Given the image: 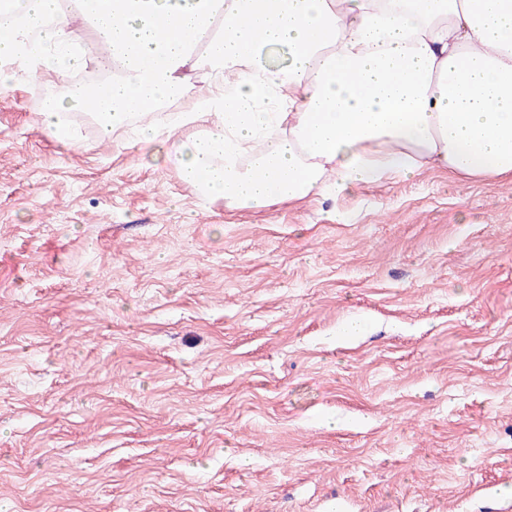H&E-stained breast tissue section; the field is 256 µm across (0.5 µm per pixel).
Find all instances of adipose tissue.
Listing matches in <instances>:
<instances>
[{"label": "adipose tissue", "instance_id": "1", "mask_svg": "<svg viewBox=\"0 0 512 512\" xmlns=\"http://www.w3.org/2000/svg\"><path fill=\"white\" fill-rule=\"evenodd\" d=\"M77 4L0 0V91L66 81L39 110L62 144L77 140L66 115L92 111L100 139L132 126L205 199L255 211L425 167L512 175V0ZM104 45L112 71L96 93L73 76Z\"/></svg>", "mask_w": 512, "mask_h": 512}]
</instances>
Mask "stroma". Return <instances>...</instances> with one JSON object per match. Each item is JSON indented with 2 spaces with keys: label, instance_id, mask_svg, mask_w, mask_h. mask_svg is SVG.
I'll return each instance as SVG.
<instances>
[{
  "label": "stroma",
  "instance_id": "1",
  "mask_svg": "<svg viewBox=\"0 0 512 512\" xmlns=\"http://www.w3.org/2000/svg\"><path fill=\"white\" fill-rule=\"evenodd\" d=\"M39 105L0 96V512H512V179L228 209Z\"/></svg>",
  "mask_w": 512,
  "mask_h": 512
}]
</instances>
